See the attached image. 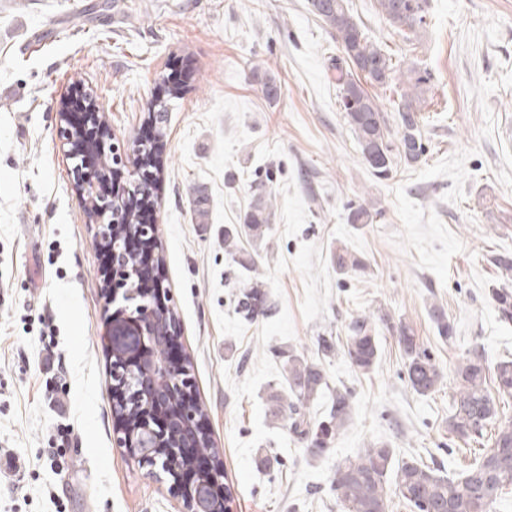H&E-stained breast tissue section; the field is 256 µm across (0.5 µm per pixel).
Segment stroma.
Returning <instances> with one entry per match:
<instances>
[{
  "mask_svg": "<svg viewBox=\"0 0 512 512\" xmlns=\"http://www.w3.org/2000/svg\"><path fill=\"white\" fill-rule=\"evenodd\" d=\"M0 0V512H180L170 484L113 444L116 420L100 250L59 146L62 99L81 77L113 141L131 143L170 66L191 76L162 139L156 230L178 335L192 364L232 512H338L337 460L386 441L456 474L480 445L448 432L452 391L404 380L397 332L380 328L370 373L342 343L375 310L412 325L444 376L473 347L512 358V322L490 290L512 255V0H429L402 34L376 0H348L371 41L427 73L420 163L377 179L339 106L342 52L308 0ZM274 76L271 102L252 76ZM263 235L224 245L256 194ZM372 223L352 224L351 208ZM348 249L367 269L337 274ZM259 282L262 314L244 287ZM455 327L438 338L428 307ZM353 394L319 458L267 412L288 352Z\"/></svg>",
  "mask_w": 512,
  "mask_h": 512,
  "instance_id": "stroma-1",
  "label": "stroma"
}]
</instances>
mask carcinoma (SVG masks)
<instances>
[{"label": "carcinoma", "instance_id": "cac0c4a2", "mask_svg": "<svg viewBox=\"0 0 512 512\" xmlns=\"http://www.w3.org/2000/svg\"><path fill=\"white\" fill-rule=\"evenodd\" d=\"M378 9L389 24L403 31L415 29L425 23L427 0H377ZM310 11L329 30L342 49L346 67H336V83L340 87L339 106L354 133L362 159L370 166L373 175L385 179L392 168V146L386 117L378 96L370 93L366 85L386 88L397 72L398 63L382 46L371 41L360 24L350 13L346 0H308ZM402 89L399 93L397 151L408 164L421 161L426 152L420 129L418 112L425 103L424 89L428 78L412 68L401 72ZM355 84L360 97L355 99L356 111H347L345 90ZM184 88L173 85L169 97L149 103V118L154 123V139L164 136L168 113L173 110V100L182 98ZM133 143L138 149L125 163L115 160L112 145L96 147L97 188L106 196L112 195V209L116 212V226L112 235L100 237L99 247L110 251L114 248L125 253L130 270V284L126 288L129 302L139 304L143 292L138 283L139 256L128 248L133 237L156 243L154 227L144 226L138 215L123 210L124 197L128 194L150 195L157 185L147 182L138 160L141 154L153 147V142L136 136ZM132 166L136 178L127 179L126 185L112 193L105 186V175L114 166ZM270 204L258 196L245 216V234L263 235L270 220ZM336 272L345 275L365 269V264L343 248L333 255ZM491 296L502 320L512 321V289L502 286L491 289ZM264 292L258 283L244 294L242 307L249 314L262 311ZM429 318L438 336L444 340L453 337L454 325L448 320L444 308L436 303L428 308ZM391 316L364 313L353 317L347 326V336L342 352L357 371L369 373L379 356V325H388ZM398 342L404 360V374L410 388L423 397L440 390L443 376L428 349L414 329L406 324L396 325ZM121 371L127 378L122 390H112V401L117 413L142 426L150 425L155 431L154 443L160 448L156 459L167 460L184 470L185 459L179 454L180 441L195 445L204 456L214 457L217 450L205 431L190 428L181 434V422L172 415L168 431H162L161 417L155 405L138 397L143 383L147 361H139L126 354L120 360ZM288 391L273 390L268 412L275 418L288 417L289 430L296 436L310 441L308 452L320 457L328 449L332 438L347 424L351 413V394L344 387L329 385L322 364L309 361L294 351H288ZM454 389L451 411L448 415V433L460 441H474L482 436L486 427L494 425L491 443L466 469L448 476L421 459L398 458L395 449L384 441L371 444L362 452L338 461L331 477V489L336 496L340 512H390L392 495L402 500L414 512H491L503 490L512 487V419L500 416V400L512 397V360L503 359L489 366L484 351L475 348L468 352L454 369ZM326 393L331 400L328 419L314 422L307 414V403Z\"/></svg>", "mask_w": 512, "mask_h": 512}]
</instances>
